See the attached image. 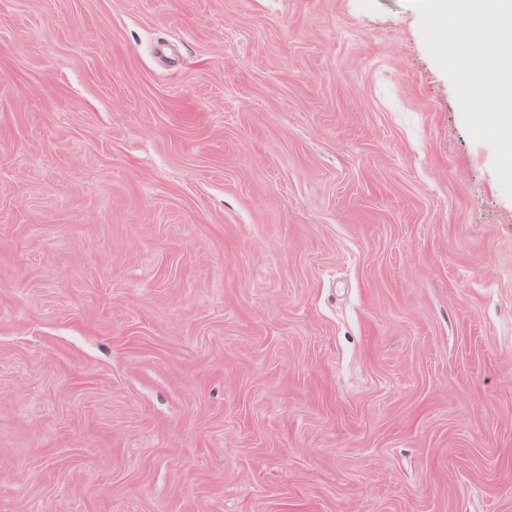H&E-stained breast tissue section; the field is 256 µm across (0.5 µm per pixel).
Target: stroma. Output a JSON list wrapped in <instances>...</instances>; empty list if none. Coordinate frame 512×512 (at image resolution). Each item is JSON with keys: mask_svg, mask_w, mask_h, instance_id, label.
<instances>
[{"mask_svg": "<svg viewBox=\"0 0 512 512\" xmlns=\"http://www.w3.org/2000/svg\"><path fill=\"white\" fill-rule=\"evenodd\" d=\"M408 0H0V512H512V200Z\"/></svg>", "mask_w": 512, "mask_h": 512, "instance_id": "obj_1", "label": "stroma"}]
</instances>
